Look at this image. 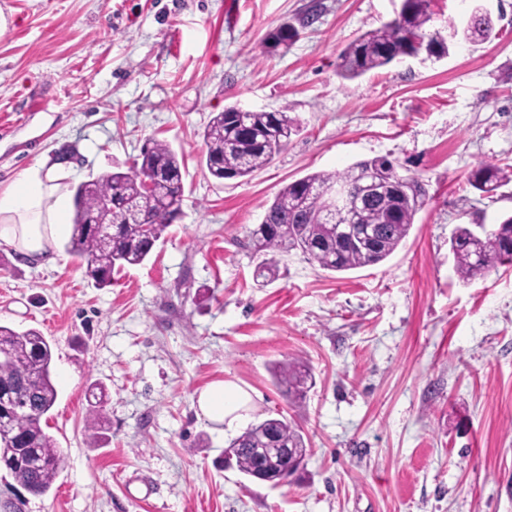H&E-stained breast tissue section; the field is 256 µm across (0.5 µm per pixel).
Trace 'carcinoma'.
Returning a JSON list of instances; mask_svg holds the SVG:
<instances>
[{
  "instance_id": "1",
  "label": "carcinoma",
  "mask_w": 512,
  "mask_h": 512,
  "mask_svg": "<svg viewBox=\"0 0 512 512\" xmlns=\"http://www.w3.org/2000/svg\"><path fill=\"white\" fill-rule=\"evenodd\" d=\"M431 2L402 0L393 19L362 33L341 51L338 76L354 80L422 48L448 55L450 46L426 30L432 19ZM298 36L299 30L288 24L269 33L265 43L272 51L286 49ZM461 36L469 43H484L491 38L492 29L481 14L475 13L468 17ZM295 133V119L286 107L273 112H242L236 105L226 106L205 126L203 162L219 181L243 178L268 166ZM157 170L168 183L169 206L181 205L185 175L182 160L169 144L156 140L142 149L131 170L104 173L74 188V230L67 251L86 263V274L97 285H109L116 270L142 264L168 227L157 198L145 189L141 179L142 174ZM368 170L378 175L381 184L359 201L354 229L358 233L369 230L372 237L358 244L348 228L328 222L320 194L348 184ZM511 180L512 169L489 161L478 162L468 176L469 185L483 195L494 194ZM109 194L112 210L100 212V217L112 225V235L103 240L83 223V218L87 212L99 209ZM426 195L425 184L415 176L401 175L387 155L356 162L343 171H320L293 180L266 204L261 224L250 232L249 246L269 256L258 266L256 277L276 279V256L293 251L332 272L376 265L390 257L408 236ZM133 208L150 221L147 233H140L139 225L130 223ZM479 228L481 232L477 233L459 226L450 239L456 271L465 282L482 278L499 265H512V215L492 229L483 224ZM1 350L8 358L0 363V391L10 396V404L7 413L0 416V469L29 493L41 496L49 491L64 462L56 439L42 425L58 398L51 345L35 329L18 332L0 325ZM274 378L295 406L302 403L313 383L310 370L297 361L277 363ZM101 403L98 399L88 409L92 444L98 442L102 429ZM278 446L308 451L300 431L278 418L248 428L229 444L235 451V467L248 476L257 468L259 457Z\"/></svg>"
}]
</instances>
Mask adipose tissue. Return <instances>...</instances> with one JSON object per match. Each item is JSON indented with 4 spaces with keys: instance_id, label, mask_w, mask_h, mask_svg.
<instances>
[{
    "instance_id": "adipose-tissue-1",
    "label": "adipose tissue",
    "mask_w": 512,
    "mask_h": 512,
    "mask_svg": "<svg viewBox=\"0 0 512 512\" xmlns=\"http://www.w3.org/2000/svg\"><path fill=\"white\" fill-rule=\"evenodd\" d=\"M69 195L53 170L37 164L0 189V245L31 262L54 263L53 244L69 229ZM255 405L253 392L232 380L216 381L198 394L197 406L208 420L237 428Z\"/></svg>"
}]
</instances>
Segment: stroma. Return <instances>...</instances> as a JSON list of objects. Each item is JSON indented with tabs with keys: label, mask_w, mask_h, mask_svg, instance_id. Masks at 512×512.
<instances>
[{
	"label": "stroma",
	"mask_w": 512,
	"mask_h": 512,
	"mask_svg": "<svg viewBox=\"0 0 512 512\" xmlns=\"http://www.w3.org/2000/svg\"><path fill=\"white\" fill-rule=\"evenodd\" d=\"M402 0H0V187L36 164L67 186L126 171L150 139L183 158L184 200L142 265L95 287L56 244L40 267L0 245V324L53 347L58 398L47 430L65 455L34 496L0 476L20 512H512V267L463 282L449 239L512 214V182H467L512 166V0H486L495 36L448 56L403 57L347 81L341 50ZM319 18L301 21L310 10ZM286 50L266 52L283 24ZM229 104L287 109L299 125L253 176L219 182L202 131ZM391 155L428 191L382 263L344 274L300 253L259 284L248 245L287 183ZM307 365L291 407L273 368ZM224 379L259 396L251 423L287 417L309 454L280 486L225 469L233 433L198 416ZM106 389L98 446L88 387ZM511 170L489 162L480 161L468 176L469 185L482 195H493L500 187L512 180Z\"/></svg>",
	"instance_id": "stroma-1"
}]
</instances>
